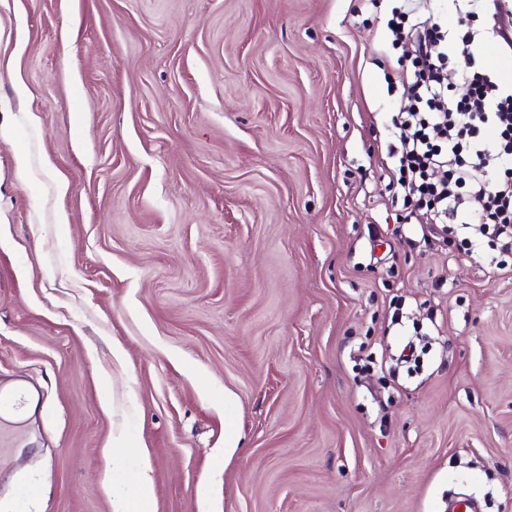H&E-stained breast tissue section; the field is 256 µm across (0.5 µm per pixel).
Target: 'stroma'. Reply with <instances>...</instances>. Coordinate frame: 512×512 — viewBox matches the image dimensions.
Here are the masks:
<instances>
[{"mask_svg": "<svg viewBox=\"0 0 512 512\" xmlns=\"http://www.w3.org/2000/svg\"><path fill=\"white\" fill-rule=\"evenodd\" d=\"M390 9L0 0V512H512V271L392 199ZM151 495V488L146 470H141L135 479V497L124 494H117L119 512H146L148 499Z\"/></svg>", "mask_w": 512, "mask_h": 512, "instance_id": "stroma-1", "label": "stroma"}]
</instances>
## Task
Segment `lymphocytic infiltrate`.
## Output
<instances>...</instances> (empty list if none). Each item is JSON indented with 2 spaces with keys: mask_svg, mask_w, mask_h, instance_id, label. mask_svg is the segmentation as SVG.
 Listing matches in <instances>:
<instances>
[{
  "mask_svg": "<svg viewBox=\"0 0 512 512\" xmlns=\"http://www.w3.org/2000/svg\"><path fill=\"white\" fill-rule=\"evenodd\" d=\"M490 30L449 37L439 23L416 18L415 0H402L407 27H390L413 69L401 86L412 102L391 118L398 139L388 149L399 163L397 184L405 200L431 211L422 237L458 228L472 247L482 244L512 255V84L481 66L489 45L512 51L502 0H488ZM456 57L467 92L454 97L444 63Z\"/></svg>",
  "mask_w": 512,
  "mask_h": 512,
  "instance_id": "1",
  "label": "lymphocytic infiltrate"
}]
</instances>
